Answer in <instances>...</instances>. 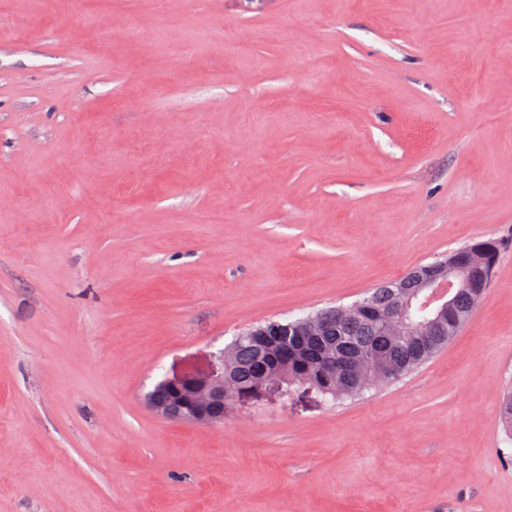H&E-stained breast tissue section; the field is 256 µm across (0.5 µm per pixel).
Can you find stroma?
<instances>
[{"mask_svg": "<svg viewBox=\"0 0 512 512\" xmlns=\"http://www.w3.org/2000/svg\"><path fill=\"white\" fill-rule=\"evenodd\" d=\"M488 239L467 324L359 399L146 404ZM510 387L512 0H11L0 512H512ZM297 325L293 320L271 319L240 333L224 347V360L221 361L217 353L213 352L203 369L162 378V384L176 394V404L149 398L150 408L157 415L172 422L217 425L224 420V411L227 408L255 405L257 398L253 395L231 394L229 383L224 386V376L231 377L238 389L254 391L264 375L258 373L259 363L255 361L253 346L260 358L268 360L273 356L268 335L253 336L251 341L252 334L255 331L281 333V336L274 337L287 340L288 346H293ZM167 389L159 391V399H170Z\"/></svg>", "mask_w": 512, "mask_h": 512, "instance_id": "stroma-1", "label": "stroma"}]
</instances>
